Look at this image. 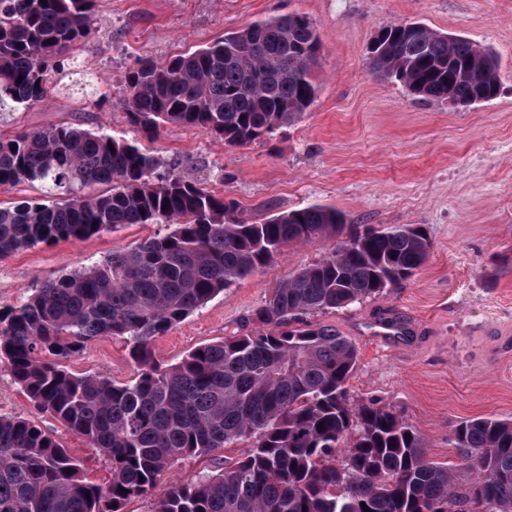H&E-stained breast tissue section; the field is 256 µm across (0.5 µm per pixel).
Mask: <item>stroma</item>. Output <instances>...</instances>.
Returning <instances> with one entry per match:
<instances>
[{
	"label": "stroma",
	"instance_id": "obj_1",
	"mask_svg": "<svg viewBox=\"0 0 512 512\" xmlns=\"http://www.w3.org/2000/svg\"><path fill=\"white\" fill-rule=\"evenodd\" d=\"M96 11L93 34L68 53L59 89L43 102L0 110V135L74 123L134 138L121 106L87 104L80 90L87 71L117 93L138 59L164 61L274 15L296 12L315 24L322 41L318 95L297 122L242 147L171 125L150 147L177 163L186 179L233 201L253 223L321 203L355 224L425 229L430 254L411 278L315 320L336 327L357 348L351 401L375 399L394 410L421 433L430 461L447 464L459 486L470 483L456 425L474 417L512 420V0H98ZM406 20L490 48L499 62L494 99L452 108L407 95L398 82L374 74L373 37ZM165 230L135 224L18 252L0 260V303L17 302L45 278ZM333 246L326 239L285 247L271 266L156 337V359L171 366L199 345L254 331L255 313L272 288ZM394 316L409 323L410 336L376 343L383 320ZM67 368L117 383L136 373L118 337L92 340ZM0 414L34 421L81 461L91 481H106L107 465L96 450L40 412L3 364ZM249 448L241 441L176 463L159 482L168 486Z\"/></svg>",
	"mask_w": 512,
	"mask_h": 512
}]
</instances>
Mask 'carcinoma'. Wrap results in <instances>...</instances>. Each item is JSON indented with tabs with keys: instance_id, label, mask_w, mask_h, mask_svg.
Returning a JSON list of instances; mask_svg holds the SVG:
<instances>
[{
	"instance_id": "cac0c4a2",
	"label": "carcinoma",
	"mask_w": 512,
	"mask_h": 512,
	"mask_svg": "<svg viewBox=\"0 0 512 512\" xmlns=\"http://www.w3.org/2000/svg\"><path fill=\"white\" fill-rule=\"evenodd\" d=\"M97 0H0V107H28L96 21ZM369 51L374 73L421 99L462 106L493 99L498 58L421 22L391 24ZM321 41L298 13L257 21L202 49L128 69L127 123L149 140L169 126L245 146L292 124L314 103ZM38 184L56 200L0 206V259L129 224H168L134 248L50 277L0 304V363L45 413L107 461L90 482L35 422L0 415V512H512V421L455 428L474 474L459 488L426 458L420 433L369 399L350 401L355 345L305 319L380 295L411 277L431 243L420 226L360 227L314 203L253 224L232 202L182 176L134 139L59 124L0 137V187ZM335 248L272 289L263 331L201 345L163 367L153 341L225 289L272 264L290 244ZM99 336L125 340L135 377L75 375L64 362ZM250 441L248 453L166 488L177 462Z\"/></svg>"
}]
</instances>
